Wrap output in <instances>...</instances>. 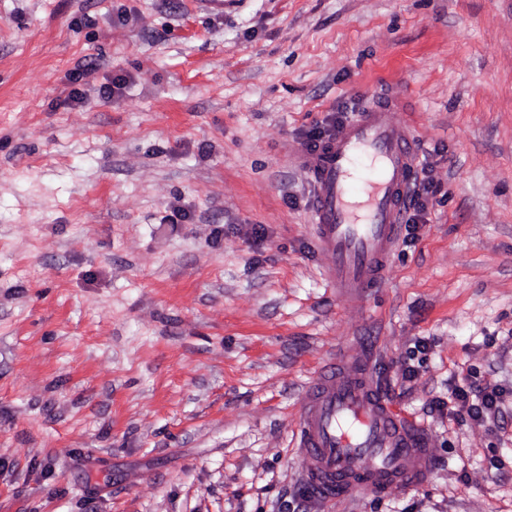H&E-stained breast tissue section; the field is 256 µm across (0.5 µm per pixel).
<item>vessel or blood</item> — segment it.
Returning a JSON list of instances; mask_svg holds the SVG:
<instances>
[{"label":"vessel or blood","instance_id":"1","mask_svg":"<svg viewBox=\"0 0 512 512\" xmlns=\"http://www.w3.org/2000/svg\"><path fill=\"white\" fill-rule=\"evenodd\" d=\"M315 238L330 287L360 297L380 287L398 243L417 149L396 104L374 98L336 134L305 150ZM294 445L318 498L411 486L435 469L423 430L377 387L368 363L328 360L310 383Z\"/></svg>","mask_w":512,"mask_h":512}]
</instances>
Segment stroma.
<instances>
[{
	"instance_id": "stroma-1",
	"label": "stroma",
	"mask_w": 512,
	"mask_h": 512,
	"mask_svg": "<svg viewBox=\"0 0 512 512\" xmlns=\"http://www.w3.org/2000/svg\"><path fill=\"white\" fill-rule=\"evenodd\" d=\"M373 89L417 227L359 303L301 148ZM369 351L437 466L322 501L303 397ZM468 373L500 413L431 410ZM0 512H512V0H0Z\"/></svg>"
}]
</instances>
